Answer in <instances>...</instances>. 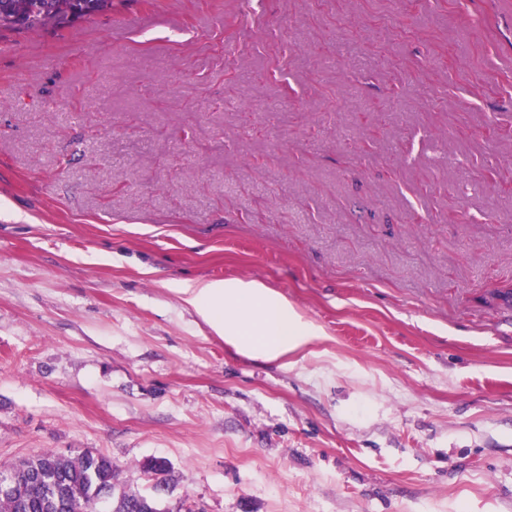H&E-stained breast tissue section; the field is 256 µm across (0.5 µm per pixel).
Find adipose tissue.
Returning <instances> with one entry per match:
<instances>
[{"mask_svg":"<svg viewBox=\"0 0 512 512\" xmlns=\"http://www.w3.org/2000/svg\"><path fill=\"white\" fill-rule=\"evenodd\" d=\"M181 292L218 335L254 357L285 358L316 334L286 298L258 281L212 280Z\"/></svg>","mask_w":512,"mask_h":512,"instance_id":"obj_1","label":"adipose tissue"}]
</instances>
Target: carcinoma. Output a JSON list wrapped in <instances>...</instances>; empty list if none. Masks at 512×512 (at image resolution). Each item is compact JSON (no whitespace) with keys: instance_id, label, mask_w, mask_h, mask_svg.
Listing matches in <instances>:
<instances>
[{"instance_id":"cac0c4a2","label":"carcinoma","mask_w":512,"mask_h":512,"mask_svg":"<svg viewBox=\"0 0 512 512\" xmlns=\"http://www.w3.org/2000/svg\"><path fill=\"white\" fill-rule=\"evenodd\" d=\"M111 8L112 0H0V31L56 29ZM12 469L17 477L10 489L0 488V512H93L104 493L113 512H161L155 499L122 486L112 460L99 453H44ZM143 471L156 475L155 489H165L166 461L150 459Z\"/></svg>"}]
</instances>
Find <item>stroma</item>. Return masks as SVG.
Instances as JSON below:
<instances>
[{"mask_svg":"<svg viewBox=\"0 0 512 512\" xmlns=\"http://www.w3.org/2000/svg\"><path fill=\"white\" fill-rule=\"evenodd\" d=\"M224 279L316 338L240 352ZM87 450L164 512H512V0L0 33V466ZM179 290L218 335L254 357L286 358L316 335L286 298L258 281L212 280Z\"/></svg>","mask_w":512,"mask_h":512,"instance_id":"1","label":"stroma"}]
</instances>
